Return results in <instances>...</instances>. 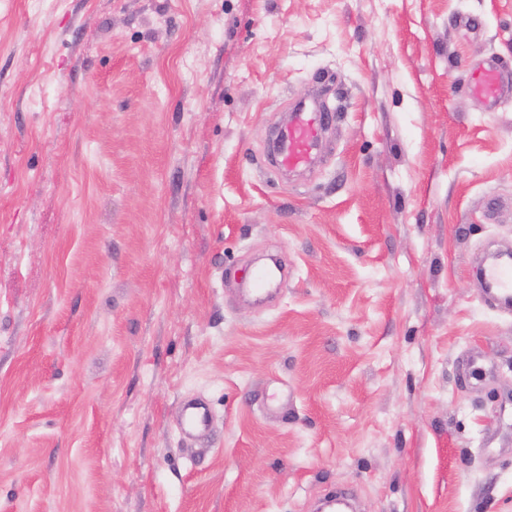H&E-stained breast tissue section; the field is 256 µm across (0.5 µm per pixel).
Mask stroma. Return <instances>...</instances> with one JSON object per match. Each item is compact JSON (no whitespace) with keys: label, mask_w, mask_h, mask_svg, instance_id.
Instances as JSON below:
<instances>
[{"label":"stroma","mask_w":512,"mask_h":512,"mask_svg":"<svg viewBox=\"0 0 512 512\" xmlns=\"http://www.w3.org/2000/svg\"><path fill=\"white\" fill-rule=\"evenodd\" d=\"M492 60L512 0H0V512H512ZM318 93L321 163L282 176ZM471 90L485 102L494 103L508 92V75L501 66L491 63L474 75ZM482 298L504 315L512 314V254L495 252L482 260ZM185 430L196 437L207 438L211 428L210 412L205 405L195 400H186L181 407Z\"/></svg>","instance_id":"35a3bbf8"}]
</instances>
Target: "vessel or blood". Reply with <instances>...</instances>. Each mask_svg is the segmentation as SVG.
<instances>
[{
    "label": "vessel or blood",
    "mask_w": 512,
    "mask_h": 512,
    "mask_svg": "<svg viewBox=\"0 0 512 512\" xmlns=\"http://www.w3.org/2000/svg\"><path fill=\"white\" fill-rule=\"evenodd\" d=\"M512 89V79L498 64H489L475 74L471 90L485 102L493 103ZM326 114L314 103L299 104L281 137L284 148L278 164L289 170H303L314 161L317 142L325 125ZM484 301L504 315L512 314V254L498 252L484 257L480 269ZM185 430L194 436L208 437L210 412L195 400L184 401L181 407Z\"/></svg>",
    "instance_id": "1"
}]
</instances>
